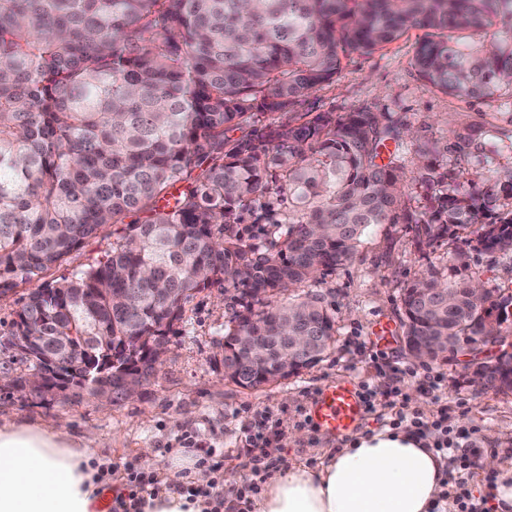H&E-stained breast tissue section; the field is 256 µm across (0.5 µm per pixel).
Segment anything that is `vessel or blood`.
I'll use <instances>...</instances> for the list:
<instances>
[{
	"instance_id": "obj_1",
	"label": "vessel or blood",
	"mask_w": 512,
	"mask_h": 512,
	"mask_svg": "<svg viewBox=\"0 0 512 512\" xmlns=\"http://www.w3.org/2000/svg\"><path fill=\"white\" fill-rule=\"evenodd\" d=\"M309 414L320 431L343 437L357 429L365 405L355 386L346 382L324 389L313 401Z\"/></svg>"
}]
</instances>
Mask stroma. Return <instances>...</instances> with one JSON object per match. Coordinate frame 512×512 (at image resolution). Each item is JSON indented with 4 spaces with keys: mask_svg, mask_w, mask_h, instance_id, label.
I'll list each match as a JSON object with an SVG mask.
<instances>
[{
    "mask_svg": "<svg viewBox=\"0 0 512 512\" xmlns=\"http://www.w3.org/2000/svg\"><path fill=\"white\" fill-rule=\"evenodd\" d=\"M423 35V30L412 29L372 54H350L343 59L341 72L305 99L301 112L312 118L322 112L364 108L384 112L417 139L446 144L452 143L454 133L470 128L497 135L512 130V97L461 98L419 78L413 56ZM124 233V225H112L105 237L87 241L48 270L44 281H59L96 264ZM411 238L405 225L382 226L366 237L352 260L319 281L300 285V292L320 294L329 303L336 319L335 341L314 367L254 390L224 378V324L237 303L233 293L215 287L187 303L183 321L169 335V352L141 397L118 402L85 397L72 403L22 398L2 385L3 379L26 373L29 367L23 354L8 343L11 323L28 292L27 285H19L0 296V423H37L91 435L96 457L116 486L124 480L127 466L150 467L142 448L166 453L186 431L215 446L225 470L243 478L248 474L243 466L245 426L249 417L266 411L282 422L276 451L280 469L319 468L328 452L342 448L343 439L303 425L302 415L324 388L349 382L383 394L381 407L364 415L361 430L389 427L402 411L415 410L430 420L442 409L449 422L466 428L468 445L479 449L482 457L468 476V486L481 512H490V471L484 459L495 456L512 467V393L469 384L456 360L430 362L432 374L441 378L437 398L426 381L406 375V368L418 367L419 362L401 339L399 293L439 260L448 263L444 275L449 281L512 288V253L469 251L456 240L439 243L422 255L414 252Z\"/></svg>",
    "mask_w": 512,
    "mask_h": 512,
    "instance_id": "1",
    "label": "stroma"
}]
</instances>
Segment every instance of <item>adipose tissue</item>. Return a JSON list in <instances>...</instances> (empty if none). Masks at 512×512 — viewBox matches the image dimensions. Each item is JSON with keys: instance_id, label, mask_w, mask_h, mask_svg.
<instances>
[{"instance_id": "adipose-tissue-1", "label": "adipose tissue", "mask_w": 512, "mask_h": 512, "mask_svg": "<svg viewBox=\"0 0 512 512\" xmlns=\"http://www.w3.org/2000/svg\"><path fill=\"white\" fill-rule=\"evenodd\" d=\"M91 443L63 428L0 425V512H98ZM445 469L412 434L357 432L319 469L276 474L255 512H432Z\"/></svg>"}]
</instances>
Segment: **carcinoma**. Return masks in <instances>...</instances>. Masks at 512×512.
<instances>
[{"mask_svg": "<svg viewBox=\"0 0 512 512\" xmlns=\"http://www.w3.org/2000/svg\"><path fill=\"white\" fill-rule=\"evenodd\" d=\"M413 28L425 31L414 67L430 87L512 97V0H0V295L38 282L9 338L29 369L55 355L57 398L78 400L95 382L82 346L112 370L137 372L190 299L217 286L239 305L224 324L241 367L235 384L257 389L296 359L288 337H316L308 368L335 341L322 296L277 297L351 260L371 230L404 224L419 253L463 234L474 250L512 252V168L448 188L432 161L442 143L409 141L379 112L280 118L343 58ZM260 111L271 117L258 130ZM508 140L471 130L453 148L512 153ZM408 154L422 159L412 180L431 191L421 206L404 200ZM275 174L288 214L249 244L241 214ZM139 213L146 219L105 260L42 281ZM440 275L431 265L400 294L405 342L441 336L436 357L470 348L501 297ZM241 336L258 337L253 356L235 348Z\"/></svg>", "mask_w": 512, "mask_h": 512, "instance_id": "1", "label": "carcinoma"}]
</instances>
